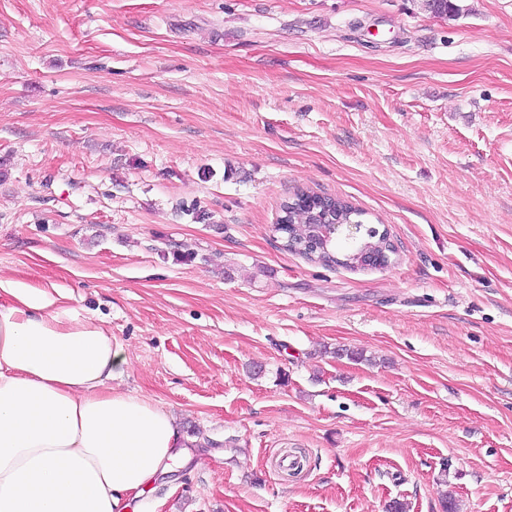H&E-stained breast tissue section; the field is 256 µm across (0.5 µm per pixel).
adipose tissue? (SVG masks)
Listing matches in <instances>:
<instances>
[{
	"mask_svg": "<svg viewBox=\"0 0 512 512\" xmlns=\"http://www.w3.org/2000/svg\"><path fill=\"white\" fill-rule=\"evenodd\" d=\"M126 364L57 288L0 278V512H137L180 433L113 387Z\"/></svg>",
	"mask_w": 512,
	"mask_h": 512,
	"instance_id": "ef3b65f1",
	"label": "adipose tissue"
}]
</instances>
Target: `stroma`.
<instances>
[{
	"instance_id": "stroma-1",
	"label": "stroma",
	"mask_w": 512,
	"mask_h": 512,
	"mask_svg": "<svg viewBox=\"0 0 512 512\" xmlns=\"http://www.w3.org/2000/svg\"><path fill=\"white\" fill-rule=\"evenodd\" d=\"M460 4L0 0V276L176 417L139 512H512V0ZM300 187L391 264L283 251ZM336 199V214L343 221V224L336 222V216L330 213L329 210L320 209L319 214H322V222L320 224H333V233H340L341 229L345 226L347 237H355L359 232L361 226L359 224H348L349 222H361L358 218L362 216V212L355 208L350 202L341 199Z\"/></svg>"
}]
</instances>
